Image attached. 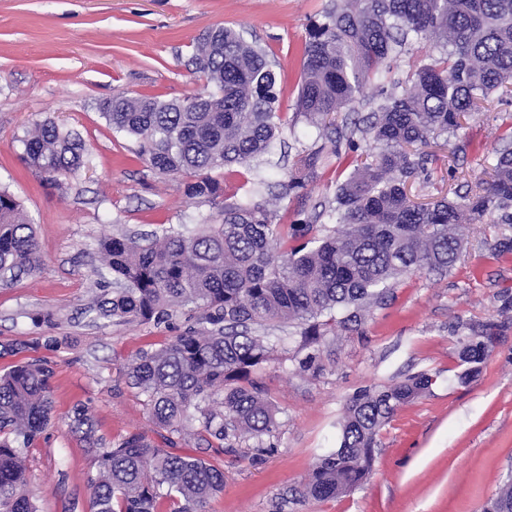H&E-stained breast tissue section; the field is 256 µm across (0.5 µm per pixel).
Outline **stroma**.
Listing matches in <instances>:
<instances>
[{
	"label": "stroma",
	"mask_w": 512,
	"mask_h": 512,
	"mask_svg": "<svg viewBox=\"0 0 512 512\" xmlns=\"http://www.w3.org/2000/svg\"><path fill=\"white\" fill-rule=\"evenodd\" d=\"M334 0H0V189L37 226L42 272L0 284V344L61 338L39 348L53 371L51 421L28 452V487L38 512H89L93 456L69 432L75 405L89 404L96 433L114 443L132 431L153 435L143 396L123 369L139 351L158 349L171 330L97 319L95 270L100 239L163 232L213 213L184 194L186 179L162 175L136 156L135 139L113 132L99 105L113 94L178 99L203 91L191 64L197 37L221 24L271 50L280 64L282 109L293 112L301 47L312 22ZM52 119L84 140L85 164L50 181L23 159L22 138ZM512 128V107L475 114L456 142L464 170L492 159ZM283 138L289 155L269 180L288 175L293 156L314 146L304 118ZM339 166L306 182L287 202L284 221L310 218L332 195ZM499 224H473L452 270L403 276L361 325L320 347L322 369L299 372L300 337L286 338L254 378L281 424L273 448L254 441L211 448L196 436L184 451L224 471V491L208 512H482L512 478V253L491 254ZM51 313V325L32 318ZM497 338L480 372L460 382V340L482 325ZM425 372L435 383L382 429L371 474L352 492L324 501L295 494L318 457L335 447L347 400L360 388L388 386Z\"/></svg>",
	"instance_id": "stroma-1"
}]
</instances>
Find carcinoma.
Listing matches in <instances>:
<instances>
[{"label":"carcinoma","mask_w":512,"mask_h":512,"mask_svg":"<svg viewBox=\"0 0 512 512\" xmlns=\"http://www.w3.org/2000/svg\"><path fill=\"white\" fill-rule=\"evenodd\" d=\"M421 46L431 49L430 62L388 79L391 62ZM191 62L217 92L169 101L120 92L100 104L115 132L138 141L140 159L161 174L189 177L186 194L209 202L216 218L192 232L171 227L160 237L114 235L98 245L100 276L112 284L95 305L98 317L168 325L182 313L191 323L126 366L127 384L145 397L161 442L132 432L108 445L96 436L92 408H73L70 433L98 461L91 512H205L224 491V470L182 452L177 440L192 431L222 448L248 437L258 454L267 450L280 423L251 375L274 359L268 328H301L313 350L298 370L318 372L322 339L359 324L390 283L451 270L466 225L492 217L512 228V131L474 184L451 144L491 98L512 101V0H340L326 11L302 46L296 98V113L322 143L297 155L296 174L278 181L272 209L267 200L223 205L224 187L212 172L271 163L288 126L278 61L220 25L203 35ZM369 79L378 91L356 120ZM441 136L449 144L448 177L463 180L466 193L415 203L407 184L433 181L426 148ZM21 143L27 164L50 179L76 173L85 161L79 133L51 119ZM334 158L350 172L321 210L305 222H274L276 208ZM323 218L335 225L327 234L317 224ZM42 270L35 224L1 189L0 272L13 281ZM495 339L492 324L466 336L460 361L483 363ZM39 345L38 337L4 345L0 356ZM51 377L35 357L0 371V512H37L26 459L50 422ZM432 385L423 373L354 393L338 446L319 457L301 497L322 501L360 485L380 429ZM484 512H512V481Z\"/></svg>","instance_id":"carcinoma-1"}]
</instances>
